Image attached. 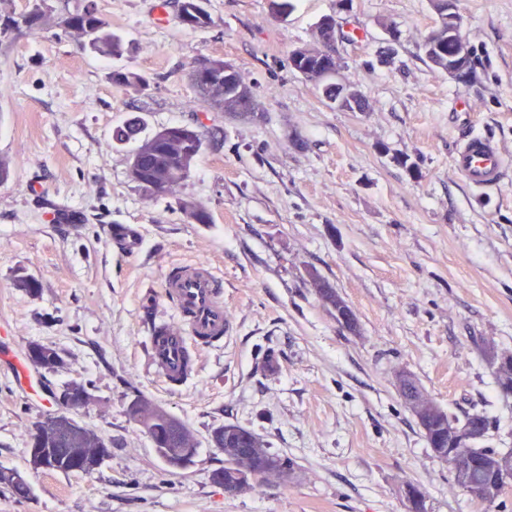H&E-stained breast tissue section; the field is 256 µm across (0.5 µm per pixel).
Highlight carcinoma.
I'll return each mask as SVG.
<instances>
[{
  "mask_svg": "<svg viewBox=\"0 0 512 512\" xmlns=\"http://www.w3.org/2000/svg\"><path fill=\"white\" fill-rule=\"evenodd\" d=\"M207 3L208 0H179L178 18L181 24L193 30L211 24ZM51 24L63 28L66 32L73 28L81 30L89 47L97 53L111 57H119L123 53L122 37L112 32V25L98 11H90L85 6L56 18L52 15L46 0H34L30 11L19 18H1L0 36L5 37L22 27L36 31ZM208 62V71L195 70L189 75L201 102L240 116L261 110L254 93L241 82L234 65L221 57L210 58ZM329 68L330 65L322 64L319 55L310 52L305 53L303 59L294 65V69L310 74H317ZM113 79L119 85L139 90H145L149 86L147 78L134 71H117ZM162 132L167 134L166 154H154L151 150V138L147 137L140 141L131 155L130 176L145 191L148 190V185L158 181L169 184L173 190L176 189L190 177L194 163L202 150L198 135L189 127L168 126L162 128ZM180 207L187 219L198 224L209 223L208 213L195 202L183 200ZM313 284L320 301L333 309L336 315L351 311L328 281L315 275ZM132 407L142 425L157 438L156 452L169 467L185 469L194 463L198 445L184 444L180 436L173 431L174 427L183 425L181 420L139 395L133 399ZM32 430L40 434L42 442L39 446L51 449L45 467L49 472L65 473L73 468L76 448L108 447L104 439L73 418L58 422L52 415L47 414L33 423ZM250 440L264 443L258 434L237 424H224L212 430L211 445L224 449V492L233 493L235 474L244 468L273 478L275 484L279 486L286 487L292 483L296 472L295 460L288 454L267 446L263 448L259 457L249 458L246 455V448L249 447ZM468 454L474 461L490 463L494 461L493 455L496 454V450L482 445V441L477 440L468 449ZM470 478L487 484L489 493L482 497V503L491 506L505 495L504 487H512V464L498 469L492 478L482 479L477 470L471 472ZM0 488L18 496L29 493L25 478L9 476L2 469ZM404 497L405 512H431L429 496L422 487L408 486Z\"/></svg>",
  "mask_w": 512,
  "mask_h": 512,
  "instance_id": "obj_1",
  "label": "carcinoma"
}]
</instances>
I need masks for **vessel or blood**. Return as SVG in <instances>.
Instances as JSON below:
<instances>
[{"instance_id": "vessel-or-blood-1", "label": "vessel or blood", "mask_w": 512, "mask_h": 512, "mask_svg": "<svg viewBox=\"0 0 512 512\" xmlns=\"http://www.w3.org/2000/svg\"><path fill=\"white\" fill-rule=\"evenodd\" d=\"M455 172L472 188L485 191L512 173V155L483 136L464 139L453 155ZM164 300L175 324H159L148 343L153 372L179 387L195 374L201 350L227 336L231 321L224 310V281L211 263L198 260L169 270L162 279Z\"/></svg>"}]
</instances>
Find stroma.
Segmentation results:
<instances>
[{
  "instance_id": "35a3bbf8",
  "label": "stroma",
  "mask_w": 512,
  "mask_h": 512,
  "mask_svg": "<svg viewBox=\"0 0 512 512\" xmlns=\"http://www.w3.org/2000/svg\"><path fill=\"white\" fill-rule=\"evenodd\" d=\"M94 2L125 39L98 55L50 26L0 42V469L24 473L30 493L0 492V512H404L417 484L432 512H512L451 490L397 390L414 375L455 416L482 413L490 448H512V401H502L486 347L512 352V175L492 193L454 171L472 132L512 153V0H459L473 51L467 79L434 70L422 44L438 19L431 0H209L212 23L184 27L174 0H48L55 14ZM336 18L340 78L369 108L345 112L290 65ZM235 64L261 110L237 117L197 100L190 71L204 59ZM129 69L140 91L113 82ZM141 118L143 135L188 125L204 145L175 193L131 180L135 142L112 134ZM189 199L211 216L189 222ZM139 229L122 252L109 230ZM208 260L224 280L232 329L174 388L151 370L153 322H170L161 280ZM333 284L357 317L349 332L312 283ZM33 277L31 295L14 286ZM65 361L47 389L77 380L95 400L75 412L110 446L87 476L34 472L32 423L46 408L24 398L10 370L30 344ZM142 395L182 420L199 450L169 468L130 421ZM234 423L297 463L288 487L226 494L212 480L224 455L213 428Z\"/></svg>"
}]
</instances>
